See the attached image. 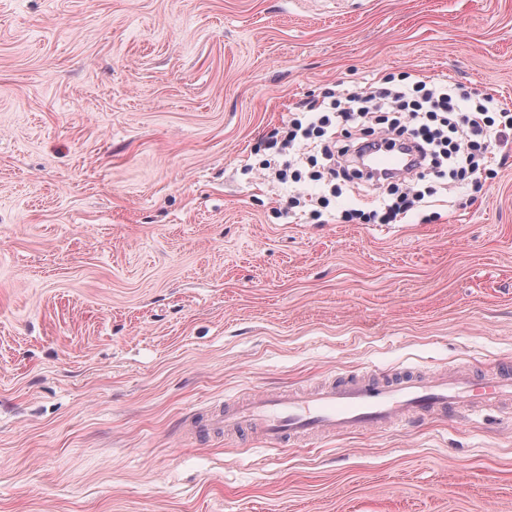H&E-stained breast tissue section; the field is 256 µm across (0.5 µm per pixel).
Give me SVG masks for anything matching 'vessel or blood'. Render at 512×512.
<instances>
[{
  "instance_id": "obj_1",
  "label": "vessel or blood",
  "mask_w": 512,
  "mask_h": 512,
  "mask_svg": "<svg viewBox=\"0 0 512 512\" xmlns=\"http://www.w3.org/2000/svg\"><path fill=\"white\" fill-rule=\"evenodd\" d=\"M509 403V360L480 376L410 370L383 377L346 374L309 392L253 390L198 414L185 433L195 443L241 436L283 448L316 436L405 428L449 413L477 416Z\"/></svg>"
}]
</instances>
